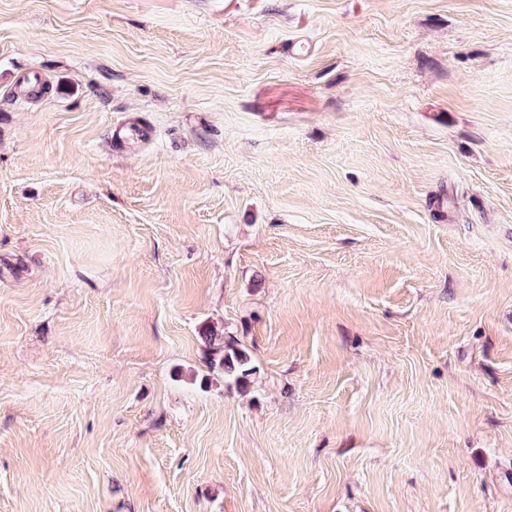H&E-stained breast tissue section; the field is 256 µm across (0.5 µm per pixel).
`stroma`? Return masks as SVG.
Wrapping results in <instances>:
<instances>
[{
	"label": "stroma",
	"mask_w": 512,
	"mask_h": 512,
	"mask_svg": "<svg viewBox=\"0 0 512 512\" xmlns=\"http://www.w3.org/2000/svg\"><path fill=\"white\" fill-rule=\"evenodd\" d=\"M0 512H512V0H0ZM210 346L213 356L210 365H217L223 370L225 378L233 379L238 384H246L253 372L249 354L233 338L224 339L213 329L208 330L204 336Z\"/></svg>",
	"instance_id": "1"
}]
</instances>
